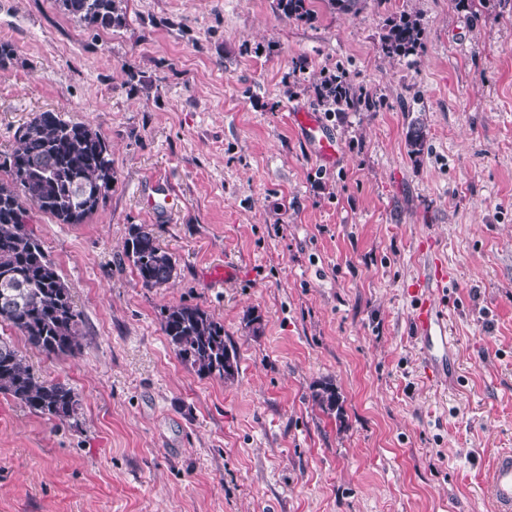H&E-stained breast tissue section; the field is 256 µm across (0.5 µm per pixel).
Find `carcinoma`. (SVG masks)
I'll use <instances>...</instances> for the list:
<instances>
[{
  "mask_svg": "<svg viewBox=\"0 0 512 512\" xmlns=\"http://www.w3.org/2000/svg\"><path fill=\"white\" fill-rule=\"evenodd\" d=\"M339 14H357L366 0H328ZM60 10L86 28L126 25V0H57ZM290 20L312 18L310 0H276ZM421 37L419 19L404 15L385 28L382 51L389 56L412 53ZM376 108V102L352 91L336 93V111ZM410 153L425 146L422 124L407 131ZM0 287L18 284L25 296L19 309H0L4 323L25 336L48 357L74 353L80 346L82 314L74 305L73 286L57 271L41 240L28 227L29 210L37 209L58 224H84L105 200L114 182L109 144L99 132L72 122L53 110L36 115L19 128L17 147L0 154ZM125 254L142 285L161 288L177 275V261L163 249L146 224H133ZM161 330L178 358L198 375L229 380L238 371L235 352L224 342V325L198 305L167 308ZM0 394L49 421L67 422L78 414L80 400L69 384L45 381L13 346L0 337ZM312 399L322 409L341 413L333 385L321 384Z\"/></svg>",
  "mask_w": 512,
  "mask_h": 512,
  "instance_id": "1",
  "label": "carcinoma"
}]
</instances>
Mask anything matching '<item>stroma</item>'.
<instances>
[{
    "mask_svg": "<svg viewBox=\"0 0 512 512\" xmlns=\"http://www.w3.org/2000/svg\"><path fill=\"white\" fill-rule=\"evenodd\" d=\"M312 9L127 0L126 26L92 30L56 0H0L16 50L0 153L55 110L107 140L115 172L86 223L30 213L81 347L49 358L0 336L81 406L51 423L0 395V512H494L491 462L512 448V0ZM404 12L421 44L387 56ZM337 72L379 108L326 111L315 87ZM296 112L328 125L335 164ZM133 224L176 257L168 285L143 287L124 257ZM439 265L454 372L432 380L411 316ZM178 304L223 324L234 379L177 357L160 322ZM322 381L342 416L313 401ZM277 9L289 20L309 21L312 18L310 0H276Z\"/></svg>",
    "mask_w": 512,
    "mask_h": 512,
    "instance_id": "35a3bbf8",
    "label": "stroma"
}]
</instances>
